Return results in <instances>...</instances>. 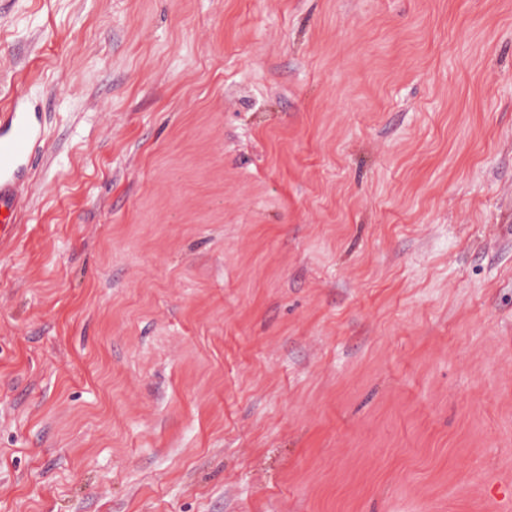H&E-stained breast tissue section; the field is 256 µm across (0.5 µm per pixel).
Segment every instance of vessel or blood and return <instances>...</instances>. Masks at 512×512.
<instances>
[{"mask_svg":"<svg viewBox=\"0 0 512 512\" xmlns=\"http://www.w3.org/2000/svg\"><path fill=\"white\" fill-rule=\"evenodd\" d=\"M39 142L36 121L28 112L0 114V242L5 241L21 207L19 182Z\"/></svg>","mask_w":512,"mask_h":512,"instance_id":"1","label":"vessel or blood"}]
</instances>
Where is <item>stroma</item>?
I'll list each match as a JSON object with an SVG mask.
<instances>
[{"label":"stroma","mask_w":512,"mask_h":512,"mask_svg":"<svg viewBox=\"0 0 512 512\" xmlns=\"http://www.w3.org/2000/svg\"><path fill=\"white\" fill-rule=\"evenodd\" d=\"M0 512H512V0H0ZM39 142L31 112L0 114V242H5L21 207L19 182Z\"/></svg>","instance_id":"stroma-1"}]
</instances>
